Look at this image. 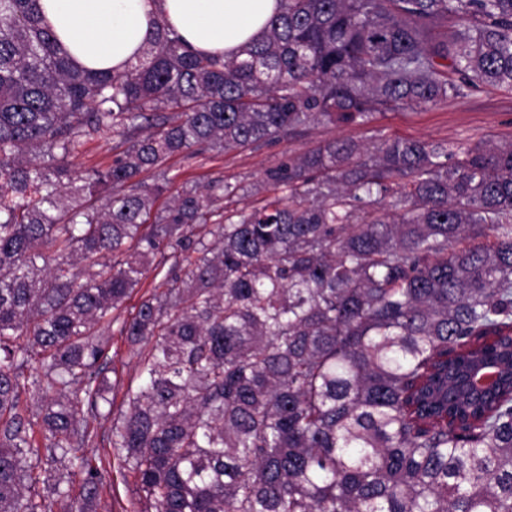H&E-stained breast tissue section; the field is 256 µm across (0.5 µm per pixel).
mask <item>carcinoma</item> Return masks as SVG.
<instances>
[{
  "label": "carcinoma",
  "mask_w": 512,
  "mask_h": 512,
  "mask_svg": "<svg viewBox=\"0 0 512 512\" xmlns=\"http://www.w3.org/2000/svg\"><path fill=\"white\" fill-rule=\"evenodd\" d=\"M279 4L232 57L160 27L111 73L40 0H0V512H52L32 487L62 461L83 482L60 512H94L99 329L151 266L112 419L145 512H512V139H334L255 203L216 206L238 195L218 178L152 214L175 156L512 88V0ZM95 137L112 162L83 171Z\"/></svg>",
  "instance_id": "cac0c4a2"
}]
</instances>
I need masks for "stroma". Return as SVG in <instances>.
<instances>
[{
    "mask_svg": "<svg viewBox=\"0 0 512 512\" xmlns=\"http://www.w3.org/2000/svg\"><path fill=\"white\" fill-rule=\"evenodd\" d=\"M394 137L419 138L451 147L490 137H512V89L480 91L434 106L391 111L362 126L315 124L299 136L257 148L230 150L215 156H177L168 163L169 173L179 185L223 178L252 193L263 189L266 170L325 141L349 139L370 148L381 139ZM154 281V273H147L140 287L113 310L112 323L103 330L107 341V376L112 383L109 397L116 414L126 410V391L137 377L135 349L119 328L135 314ZM87 427L89 441L85 449L101 474L97 512H144L146 502L135 476L121 465L112 447L111 419L92 418Z\"/></svg>",
    "mask_w": 512,
    "mask_h": 512,
    "instance_id": "obj_1",
    "label": "stroma"
}]
</instances>
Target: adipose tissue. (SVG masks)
Instances as JSON below:
<instances>
[{"mask_svg": "<svg viewBox=\"0 0 512 512\" xmlns=\"http://www.w3.org/2000/svg\"><path fill=\"white\" fill-rule=\"evenodd\" d=\"M77 66L122 71L163 23L195 51L231 56L258 39L278 0H41Z\"/></svg>", "mask_w": 512, "mask_h": 512, "instance_id": "ef3b65f1", "label": "adipose tissue"}]
</instances>
